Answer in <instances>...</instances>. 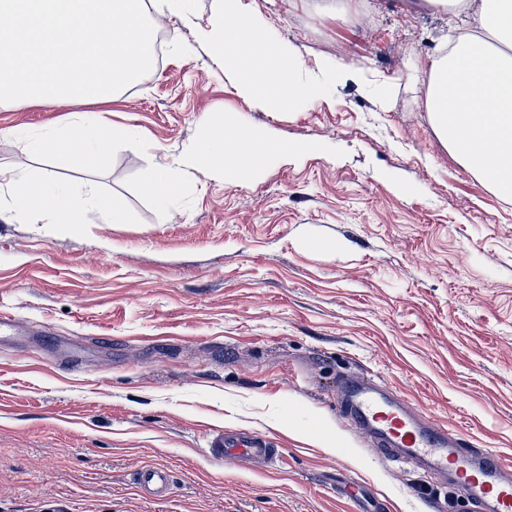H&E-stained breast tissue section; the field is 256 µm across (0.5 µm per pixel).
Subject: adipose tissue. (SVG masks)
Instances as JSON below:
<instances>
[{"label":"adipose tissue","mask_w":512,"mask_h":512,"mask_svg":"<svg viewBox=\"0 0 512 512\" xmlns=\"http://www.w3.org/2000/svg\"><path fill=\"white\" fill-rule=\"evenodd\" d=\"M215 20L200 31L199 42L224 62V76L241 93L271 112H290L299 102L317 99L325 80L342 77L348 64L330 63L319 74L303 72L288 47L267 34L261 19L246 13L241 0H214ZM483 37L452 40L448 54L429 65L426 107L433 127L455 160L497 197L512 201V55L491 50L487 37L512 44V0H484L477 21ZM488 111H476L478 101ZM115 131L92 122L89 113H69L60 124L24 135L26 150L50 158L65 169L83 172L102 167ZM293 145L273 144L264 131L214 116L203 136L187 152L189 164L202 173H218L241 183L252 180L273 158L294 153ZM17 210L0 219H22L37 213L46 224H82L91 212L112 223H125L119 199L102 195L93 182L66 189L55 172L0 168ZM140 189L162 213H170L179 185L172 168L151 171Z\"/></svg>","instance_id":"1"}]
</instances>
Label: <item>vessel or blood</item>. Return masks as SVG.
I'll list each match as a JSON object with an SVG mask.
<instances>
[{
	"label": "vessel or blood",
	"mask_w": 512,
	"mask_h": 512,
	"mask_svg": "<svg viewBox=\"0 0 512 512\" xmlns=\"http://www.w3.org/2000/svg\"><path fill=\"white\" fill-rule=\"evenodd\" d=\"M343 410L387 460L414 462L425 471L450 477L461 485L478 512H512V465L495 453L468 447L459 432L430 421L401 395L384 390L371 380L357 377L343 385ZM209 452L245 466L275 457L273 441L257 433L216 432ZM172 475L163 467L139 470L137 484L152 499L168 495Z\"/></svg>",
	"instance_id": "b4317fda"
}]
</instances>
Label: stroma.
I'll return each instance as SVG.
<instances>
[{"instance_id": "1", "label": "stroma", "mask_w": 512, "mask_h": 512, "mask_svg": "<svg viewBox=\"0 0 512 512\" xmlns=\"http://www.w3.org/2000/svg\"><path fill=\"white\" fill-rule=\"evenodd\" d=\"M243 0L308 70L349 80L269 112L168 21L164 63L89 106L118 136L91 173L128 221H0V512H473L465 492L387 461L338 410L364 376L476 448L512 461V202L439 140L428 69L450 34L425 0ZM68 110L0 102V131ZM214 115L313 150L246 184L203 174L187 147ZM136 130L133 138L124 137ZM170 165L173 217L140 192ZM319 238L328 250L303 242ZM225 429L267 435L272 465L212 457ZM169 495L145 497V466ZM171 478V472L167 468L146 466L137 473V484L145 496L161 499L169 494Z\"/></svg>"}]
</instances>
